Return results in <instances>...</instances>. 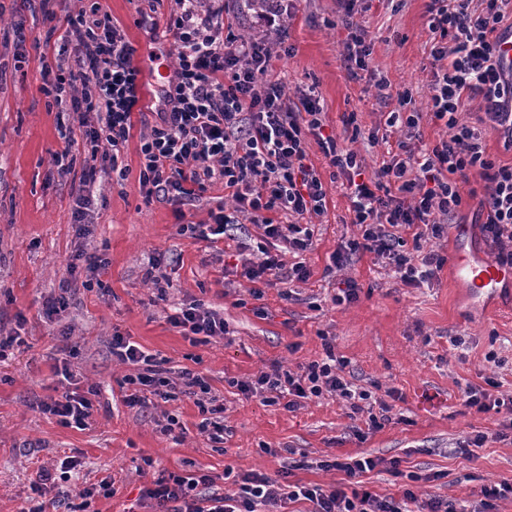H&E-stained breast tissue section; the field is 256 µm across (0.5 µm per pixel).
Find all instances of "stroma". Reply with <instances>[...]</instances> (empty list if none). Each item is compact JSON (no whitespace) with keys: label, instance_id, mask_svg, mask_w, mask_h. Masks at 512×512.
Here are the masks:
<instances>
[{"label":"stroma","instance_id":"35a3bbf8","mask_svg":"<svg viewBox=\"0 0 512 512\" xmlns=\"http://www.w3.org/2000/svg\"><path fill=\"white\" fill-rule=\"evenodd\" d=\"M134 46L158 48L154 65L169 70L175 52L163 32L143 33L148 16L165 24L174 0H100ZM230 35L287 44L291 54L274 61L276 75L291 98L315 89L326 124L340 146L356 145L367 174L385 155V141L398 133L387 127L396 93L410 91L425 106L431 76L429 0H354L343 23L339 0H294L286 34L267 28L245 0H221ZM365 29L372 53L365 68L345 61L342 44L351 30ZM39 0H0V336L18 335L0 362V512H25L32 504L31 482L39 468L63 472L51 491L57 512H70L65 499L73 487L112 482L115 493L94 496L87 512H152L142 492L154 479L174 472L207 474L206 493L234 495L244 475L262 472L291 483L334 485L344 475L320 469L322 460L376 459L368 487L381 496L405 488L419 497L447 499L453 512H473L482 488L512 480V435L501 437L507 412H480L464 406L461 390L471 384L497 397L512 393V291L487 304L471 301L450 265L420 287L400 284L384 259L368 252L350 255L342 271L328 272L330 256L356 239L350 200L317 144L309 157L324 182L328 210L312 216L313 244L304 255L310 276L292 282L295 297L284 300L276 287L253 298L236 271L243 258L263 246L293 263L286 243L266 237L260 225L239 217L224 240L180 234L179 223L206 224L225 206L224 186L214 183L184 204L146 201L138 181L139 140L162 103L158 88L143 79L144 122L136 123L124 150L126 179L112 176L105 158L90 160L82 136L96 124L60 111L40 90L42 78L34 40H46ZM386 77L392 100L374 97L373 80ZM360 137H353L348 116ZM379 131L381 143L368 135ZM72 145H64L63 135ZM68 149L64 164L54 154ZM95 168L91 187L84 170ZM90 189L84 234L73 221L75 199ZM406 252L488 251L474 206H465L455 224L438 238L404 230ZM106 262L92 274L68 270L76 253ZM167 279H146L151 266ZM357 285V297L337 301L341 279ZM67 287V305L44 313L46 300ZM199 303L218 311L227 333L190 341L166 321L173 307ZM120 334L145 351L166 358L171 372L189 368L206 378L224 403V439L215 443L197 431L202 419L194 400L179 395L141 410L124 402L129 366L112 356ZM348 362L358 388L372 400L394 392V416L380 428L365 429L367 412L352 413L347 401L327 396L295 410L263 403L239 386L279 365L296 370L321 359L325 342ZM79 389L95 388L86 429L67 427L44 414L41 404L62 389L63 370ZM186 429L182 440L163 432L167 416ZM482 447H470L475 435Z\"/></svg>","mask_w":512,"mask_h":512}]
</instances>
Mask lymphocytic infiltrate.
I'll use <instances>...</instances> for the list:
<instances>
[{"label":"lymphocytic infiltrate","mask_w":512,"mask_h":512,"mask_svg":"<svg viewBox=\"0 0 512 512\" xmlns=\"http://www.w3.org/2000/svg\"><path fill=\"white\" fill-rule=\"evenodd\" d=\"M175 4L166 32L177 54L164 90V109L139 145V184L145 199L159 195L178 203L205 191L209 183L223 182L234 202L233 213L263 225L269 236L286 239L300 254L312 244L307 217L327 209V189L309 161L314 143L330 166L349 179L350 221L360 230L351 250L386 257L404 286L429 281L445 259L433 252H404L398 229L420 224L432 237L442 236L471 200L477 203L482 233L495 257L512 267V163L492 159L479 129L460 119L471 102H478L486 122L512 150V66H503L499 54L501 38L512 34L507 22L512 0H431L427 109L412 108L411 93H400L387 124L412 131L428 114L444 123L448 136L420 148L397 140L387 160L365 181L358 152L339 147L334 136L325 134L319 95L309 92L289 103L284 83L273 74V53L263 40L226 36L222 12L205 9L203 0ZM62 29L63 40L88 61V69L62 74L57 55L41 52V90L57 107L77 116L97 113V124L85 131L86 144L94 152L108 144L112 171L126 177L122 152L133 116L142 109L137 49L96 0L87 12L65 15ZM473 175L481 190L468 188ZM240 275L257 297L261 285L301 281L309 270L301 261L285 266L279 255L263 250L243 262ZM167 320L187 336L225 333L223 318L199 304L178 307ZM324 350V358L299 372L276 367L241 389L252 395L276 394L289 409L327 394L365 399V392L352 390L344 377L346 360L332 345ZM112 355L139 368L124 378L129 407L141 409L152 399L169 398L162 358L121 335L112 338ZM92 409L91 398L70 388L43 406L44 413L76 428L85 426ZM209 483L205 474H171L153 481L143 497L154 512H256L260 505L302 500L310 503V512H406L405 503L416 499L408 488L400 497H382L363 487L286 486L264 473L244 476L237 497L201 494Z\"/></svg>","instance_id":"1"}]
</instances>
